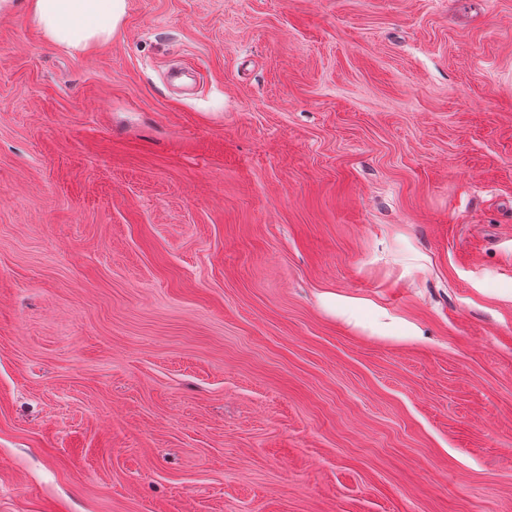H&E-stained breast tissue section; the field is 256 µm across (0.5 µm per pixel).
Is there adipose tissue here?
Instances as JSON below:
<instances>
[{
	"label": "adipose tissue",
	"instance_id": "ef3b65f1",
	"mask_svg": "<svg viewBox=\"0 0 512 512\" xmlns=\"http://www.w3.org/2000/svg\"><path fill=\"white\" fill-rule=\"evenodd\" d=\"M20 3L49 43L76 54L109 43L126 13V0H0V13L12 12ZM322 304L328 312L364 326L373 334L403 340L420 337L414 324L384 309H374L370 318H363V300L327 293Z\"/></svg>",
	"mask_w": 512,
	"mask_h": 512
}]
</instances>
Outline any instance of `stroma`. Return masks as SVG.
<instances>
[{
  "label": "stroma",
  "instance_id": "stroma-1",
  "mask_svg": "<svg viewBox=\"0 0 512 512\" xmlns=\"http://www.w3.org/2000/svg\"><path fill=\"white\" fill-rule=\"evenodd\" d=\"M0 512H512V0L0 14ZM24 6L49 43L76 54L109 43L126 13V0H24ZM322 304L328 312L345 317L349 322L368 328L379 336H394L403 340H416L421 336L414 324L381 308H375L369 319H363L361 310L366 303L361 299L327 293L322 297Z\"/></svg>",
  "mask_w": 512,
  "mask_h": 512
}]
</instances>
